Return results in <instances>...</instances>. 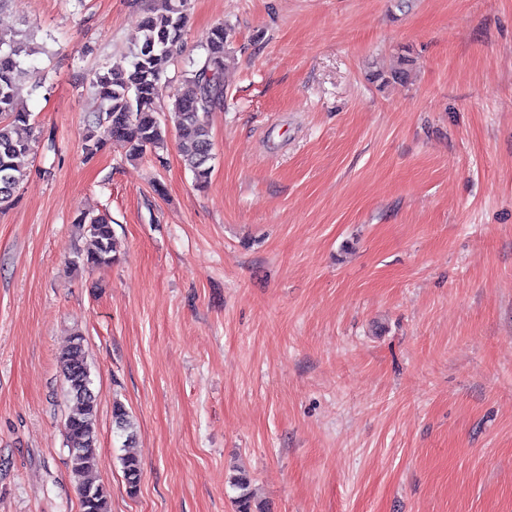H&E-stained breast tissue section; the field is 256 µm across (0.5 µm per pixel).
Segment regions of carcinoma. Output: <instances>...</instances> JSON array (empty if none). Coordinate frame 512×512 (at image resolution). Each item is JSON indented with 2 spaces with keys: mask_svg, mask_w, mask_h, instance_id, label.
Returning a JSON list of instances; mask_svg holds the SVG:
<instances>
[{
  "mask_svg": "<svg viewBox=\"0 0 512 512\" xmlns=\"http://www.w3.org/2000/svg\"><path fill=\"white\" fill-rule=\"evenodd\" d=\"M156 2L141 21V37L129 50V64L94 73L92 86L101 107L86 119L84 149L92 157L107 143L117 142L126 149L129 159H140L147 151L164 145L166 128L159 118V112L164 110L176 130L184 166L192 173L195 185L204 189L215 154L202 114L224 102L223 73L231 58V30L222 23L211 29L200 58L190 61L189 69L184 71L185 90L164 107L162 80L183 48L188 7L187 0ZM38 51L39 47L22 32L8 34L0 30V210L12 204L23 179L20 159L35 148L32 113L18 100L17 83L35 78L34 71L25 66V58ZM409 62V57L403 55L398 68L387 75L378 73L374 79L383 84L401 82L407 78ZM75 224L88 238V245L76 251L71 264L88 269L111 266L113 235L109 216L82 212ZM58 362L73 403L64 428L66 446L71 449L69 468L79 490L82 512H109L107 492L97 479V403L82 334L70 337ZM112 417L126 440H133L135 422L124 406H113ZM121 463L128 493L134 495L141 479L140 461L128 452L121 457ZM229 484L238 491L237 512H262L260 508L253 509L254 494L246 474L230 476Z\"/></svg>",
  "mask_w": 512,
  "mask_h": 512,
  "instance_id": "1",
  "label": "carcinoma"
}]
</instances>
